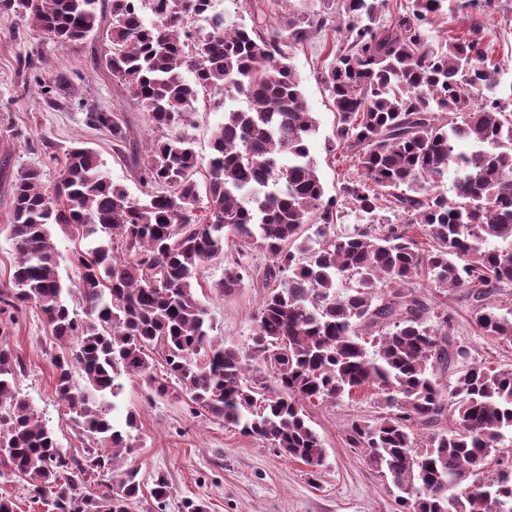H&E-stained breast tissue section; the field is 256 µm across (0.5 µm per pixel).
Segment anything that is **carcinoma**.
Instances as JSON below:
<instances>
[{"label": "carcinoma", "mask_w": 512, "mask_h": 512, "mask_svg": "<svg viewBox=\"0 0 512 512\" xmlns=\"http://www.w3.org/2000/svg\"><path fill=\"white\" fill-rule=\"evenodd\" d=\"M323 2L284 16L279 0H246L248 22L230 24L213 0H0V13L31 20L62 45L111 16L99 60L160 131L136 169L142 199L81 143L67 150L53 189L33 168L12 184L17 260L0 302L38 305L55 339L72 344L52 360L55 389L96 440L78 457L64 453L16 394L20 362L0 346V464L52 512H127L139 497L138 471L114 467L136 418L115 424L97 398L118 397L124 373L150 372L157 346L166 377L204 412L313 468L325 448L306 405L371 387L382 413L351 421L348 440L390 478L401 512H512V460L500 458L512 447V368L465 364L448 312L431 313L410 289L417 277L465 289L481 334L512 342V310L485 303L512 284V84L507 97L496 95L500 69L481 27L431 38L425 25L446 0ZM329 29L337 34L321 70L337 119L329 150H347L356 168L338 197L326 196L310 155L318 122L293 65L294 51ZM39 84L46 95L69 90L60 77ZM203 91L224 95L204 164L185 134ZM242 98L247 107L233 105ZM86 122L118 151L129 142L110 112H88ZM349 212L358 224L335 233ZM55 225L86 241L75 254L84 319L63 300ZM229 242L241 255L266 251L264 278L277 284L245 353L210 335L195 292L200 265ZM449 416L454 428L435 430ZM91 479L100 492L87 497ZM152 495L165 509V477Z\"/></svg>", "instance_id": "cac0c4a2"}]
</instances>
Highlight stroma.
Listing matches in <instances>:
<instances>
[{
    "label": "stroma",
    "mask_w": 512,
    "mask_h": 512,
    "mask_svg": "<svg viewBox=\"0 0 512 512\" xmlns=\"http://www.w3.org/2000/svg\"><path fill=\"white\" fill-rule=\"evenodd\" d=\"M474 17L494 42L503 82L512 81V0H489L469 17L458 13L436 16L429 31L441 40L450 32L468 28ZM332 38L329 31L314 34L293 60L318 121L319 132L310 150L330 196L339 193L346 171L337 155L327 150L336 132V114L319 80ZM51 72L67 78L66 101L42 95L38 81ZM95 111L116 113L139 147L158 136L140 103L107 71L94 65L90 44L61 46L45 41L31 21L0 14V290L9 287L16 258L7 216L10 183L18 171L40 169L44 185L52 186L67 150L82 141L100 153L112 181L123 185L131 198L141 197L132 158L114 150L107 132L87 125V113ZM223 121V96L201 98L188 129L199 157H207L211 133ZM53 239L66 286L64 300L70 310L85 314L74 259L85 243L70 228L54 229ZM228 261V256L221 255L200 267L196 295L207 309L214 336L245 349L256 332V314L267 293L262 273L271 257L264 250H250L242 264L241 283L229 290L221 286ZM416 287L435 309L445 308L452 314L454 339L468 348L470 362L512 368V343L478 333L465 290L445 292L422 279ZM2 341L22 360L16 383L19 397L53 431L62 450L81 454L90 439L56 393L52 359L63 348L39 307L0 306ZM165 377V352L159 348L153 353L151 376L121 378L123 389L113 417L121 422L127 413L136 415L121 465L138 469L142 481L141 493L128 512H159L151 490L160 475L169 485L166 512H179L186 502L199 500L207 503L208 512H400L391 482L368 466L362 451L348 440L351 419H372L380 413L378 397L371 389L309 408L310 424L326 450L323 465L313 471L302 462L280 456L267 442L211 418L179 385L157 393L156 384Z\"/></svg>",
    "instance_id": "35a3bbf8"
}]
</instances>
